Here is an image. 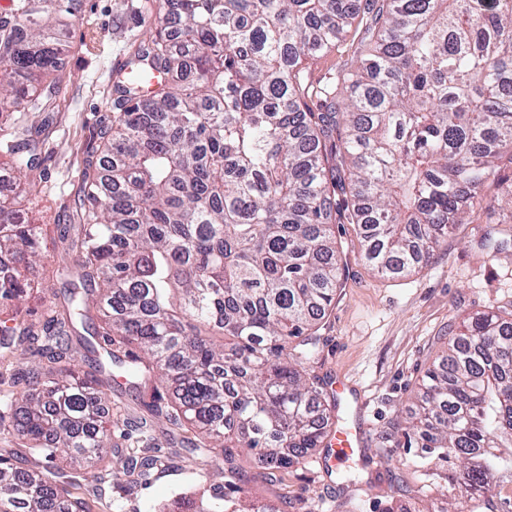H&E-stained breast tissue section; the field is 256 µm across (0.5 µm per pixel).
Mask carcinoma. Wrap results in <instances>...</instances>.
<instances>
[{
    "mask_svg": "<svg viewBox=\"0 0 512 512\" xmlns=\"http://www.w3.org/2000/svg\"><path fill=\"white\" fill-rule=\"evenodd\" d=\"M0 19V153L18 194L0 200V257H42L22 204L44 195L39 166L57 101L71 92L62 60L71 0H10ZM156 25L113 82L112 126L83 151L82 255L63 309L42 328L28 283L0 267V349L25 344L58 363L73 336L93 372L121 366L146 404L196 449L245 448L286 468L324 440L329 404L310 382L318 321L341 287L335 224H357L381 274L428 264L458 224L512 208L500 177L512 146V0H160ZM362 25L354 70L324 80L303 61ZM41 120H35L36 116ZM487 231L489 258L512 231ZM144 355L112 352L116 339ZM93 372L40 382L34 365L0 395V433L44 459L23 470L0 454V512H88L66 469L113 462L143 479L164 464L112 447L97 420ZM403 435L421 448V490L462 487L465 512H512V496L482 498L512 480V320L471 317L427 375ZM210 499L181 512H273L240 503L228 469Z\"/></svg>",
    "mask_w": 512,
    "mask_h": 512,
    "instance_id": "cac0c4a2",
    "label": "carcinoma"
}]
</instances>
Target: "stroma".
<instances>
[{"label": "stroma", "mask_w": 512, "mask_h": 512, "mask_svg": "<svg viewBox=\"0 0 512 512\" xmlns=\"http://www.w3.org/2000/svg\"><path fill=\"white\" fill-rule=\"evenodd\" d=\"M157 6V0H78L64 61L72 92L58 104L56 130L36 171L47 199L26 214L30 223L42 226L46 250H53L60 229L73 221L83 146L99 127L111 125L113 75L131 45L145 37L141 14ZM502 219L500 212H481L450 233L426 267L406 276L377 273L362 255L357 226L336 225L343 281L323 320L320 356L310 372L325 383L339 377L353 383L356 394L342 399L347 412L340 423L363 431L361 457L346 464L350 470L362 468L363 483L358 488L341 484L322 466L319 448L270 480L250 454L240 451L236 466L244 478L243 501L264 500L279 512H424L417 451L406 446L400 425L424 376L465 319L484 311L512 314V248L492 261L481 245L482 234ZM27 277L32 285L27 304L40 325L60 283L41 264L30 266ZM361 398L368 401L362 411L357 408ZM146 399L113 371L103 414L118 426L136 421L147 414ZM153 425L146 446L161 448L164 466L145 482L115 469L99 482L93 471H85L77 494L90 512H162L180 497H209L224 468L223 456L191 451L184 441L186 426L171 425L164 416L154 417ZM393 474L407 483L408 494H392Z\"/></svg>", "instance_id": "obj_1"}]
</instances>
